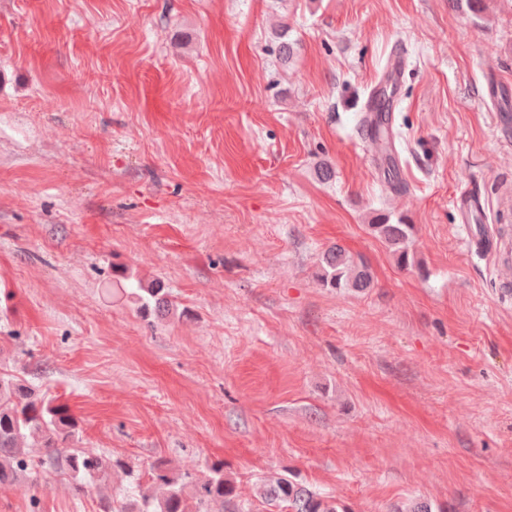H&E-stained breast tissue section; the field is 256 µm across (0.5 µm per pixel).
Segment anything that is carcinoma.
<instances>
[{
	"label": "carcinoma",
	"instance_id": "1",
	"mask_svg": "<svg viewBox=\"0 0 512 512\" xmlns=\"http://www.w3.org/2000/svg\"><path fill=\"white\" fill-rule=\"evenodd\" d=\"M370 229L388 245L399 266L413 263L414 225L381 216ZM321 265V281L327 288L364 291L372 286L369 268L338 244L323 252ZM139 299L146 309L170 306L158 281L143 289ZM76 429L75 418L63 406L52 404L14 376H0V484L13 482L20 473L36 481L53 470L69 475L75 493L82 494L87 489L85 480L104 482L120 470L129 485L102 498L101 512H213L215 505L223 512H250L236 503V487L224 477L221 463L200 475L193 464L175 473L168 461L158 459L136 474L121 459L96 448L73 447ZM259 497L268 505L286 504L288 512H338L336 503L285 475L263 483Z\"/></svg>",
	"mask_w": 512,
	"mask_h": 512
}]
</instances>
